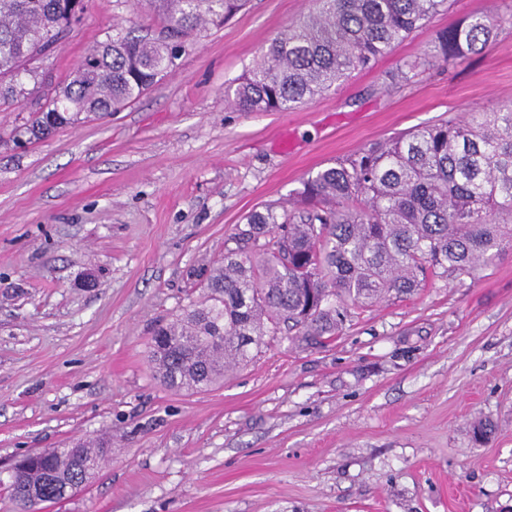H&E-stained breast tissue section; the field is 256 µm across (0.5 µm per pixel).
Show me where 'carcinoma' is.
<instances>
[{"label":"carcinoma","instance_id":"obj_1","mask_svg":"<svg viewBox=\"0 0 512 512\" xmlns=\"http://www.w3.org/2000/svg\"><path fill=\"white\" fill-rule=\"evenodd\" d=\"M248 0H147L162 37L121 32L91 51L15 137L39 139L85 115L115 112L171 74L179 40L221 27ZM447 0H314L313 9L273 38L262 60L225 91L243 112H285L371 67L424 26ZM84 0H0V102L18 101L36 78L29 62L46 55L71 27ZM497 22L472 14L436 33L432 52L399 61L396 77L411 80L432 61L458 64L484 53ZM303 210L267 207L245 216L224 263L192 301L151 340L159 378L180 388L211 387L251 359L262 337L282 328L331 337L361 308L422 287L448 271L469 275L494 263L512 243V104L472 112L370 144L317 172L298 192ZM106 442L82 443L86 469L70 448H48L10 483L19 502L25 484L41 487L42 502L77 478H92Z\"/></svg>","mask_w":512,"mask_h":512}]
</instances>
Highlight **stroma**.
I'll list each match as a JSON object with an SVG mask.
<instances>
[{"instance_id": "35a3bbf8", "label": "stroma", "mask_w": 512, "mask_h": 512, "mask_svg": "<svg viewBox=\"0 0 512 512\" xmlns=\"http://www.w3.org/2000/svg\"><path fill=\"white\" fill-rule=\"evenodd\" d=\"M311 7L249 0L122 111L15 146L115 28L160 35L142 0H85L33 62L41 85L0 107V512L15 510L11 460L98 437L112 453L95 477L41 512H512L510 246L474 274L355 311L329 343L265 337L209 390L168 388L150 366L158 322L198 299L249 211L290 205L370 143L512 101V0H451L299 108L229 106L225 88ZM476 13L499 23L484 54L397 80L401 59ZM481 418L493 432L478 442Z\"/></svg>"}]
</instances>
